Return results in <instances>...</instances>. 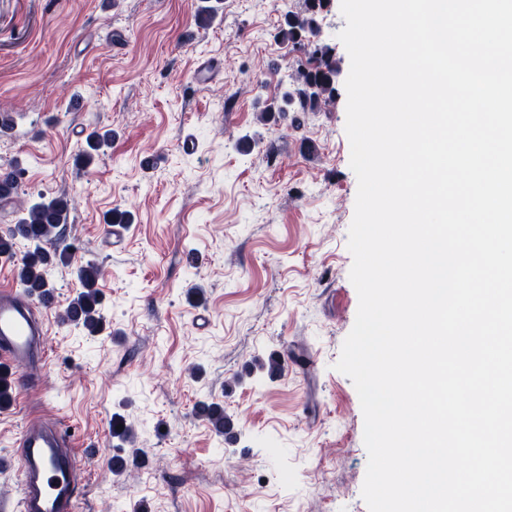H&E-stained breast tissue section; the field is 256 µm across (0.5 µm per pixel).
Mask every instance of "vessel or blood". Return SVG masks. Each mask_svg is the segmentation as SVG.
Segmentation results:
<instances>
[{
	"instance_id": "obj_1",
	"label": "vessel or blood",
	"mask_w": 512,
	"mask_h": 512,
	"mask_svg": "<svg viewBox=\"0 0 512 512\" xmlns=\"http://www.w3.org/2000/svg\"><path fill=\"white\" fill-rule=\"evenodd\" d=\"M52 299L19 298L17 289L0 286V362L21 369L19 391L42 384L47 363L45 314ZM19 512H78L83 475L74 436L54 415L30 417L16 444Z\"/></svg>"
}]
</instances>
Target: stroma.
I'll return each instance as SVG.
<instances>
[{"label": "stroma", "instance_id": "1", "mask_svg": "<svg viewBox=\"0 0 512 512\" xmlns=\"http://www.w3.org/2000/svg\"><path fill=\"white\" fill-rule=\"evenodd\" d=\"M200 3L0 0V113L14 120L0 167L26 171L0 233L67 195L63 241L102 265L107 323L90 336L60 322L80 283L55 267L45 385L0 411V502L18 497L27 415L48 410L83 458L80 512H369L360 400L335 368L358 309L346 90L301 126L262 123L304 58L274 38L300 0H221L206 27ZM207 59L219 73L195 84ZM94 129L112 145L84 172ZM115 208L133 217L118 247L102 235ZM273 353L272 379L259 365ZM201 401L223 404L233 441L196 417ZM116 417L132 441L113 437Z\"/></svg>", "mask_w": 512, "mask_h": 512}]
</instances>
